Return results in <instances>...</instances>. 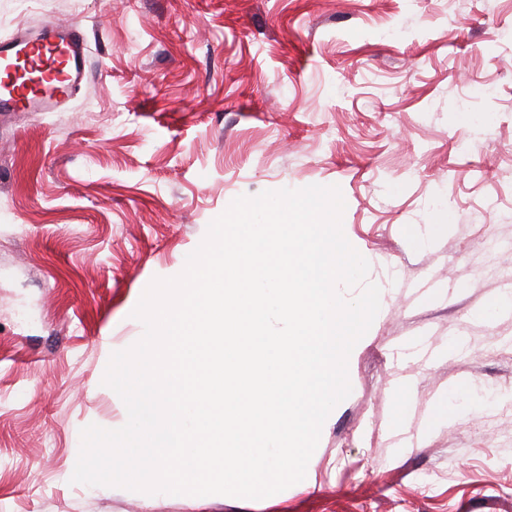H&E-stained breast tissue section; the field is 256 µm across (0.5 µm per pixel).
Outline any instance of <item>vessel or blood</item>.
Segmentation results:
<instances>
[{"mask_svg":"<svg viewBox=\"0 0 512 512\" xmlns=\"http://www.w3.org/2000/svg\"><path fill=\"white\" fill-rule=\"evenodd\" d=\"M79 25L44 23L0 38V114L64 109L87 75Z\"/></svg>","mask_w":512,"mask_h":512,"instance_id":"b4317fda","label":"vessel or blood"}]
</instances>
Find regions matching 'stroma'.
Masks as SVG:
<instances>
[{
  "mask_svg": "<svg viewBox=\"0 0 512 512\" xmlns=\"http://www.w3.org/2000/svg\"><path fill=\"white\" fill-rule=\"evenodd\" d=\"M51 20L90 74L0 116V512H512V0H0V37ZM314 184L381 292L304 480L198 511L72 483L81 429L127 421L102 379L151 280Z\"/></svg>",
  "mask_w": 512,
  "mask_h": 512,
  "instance_id": "1",
  "label": "stroma"
}]
</instances>
